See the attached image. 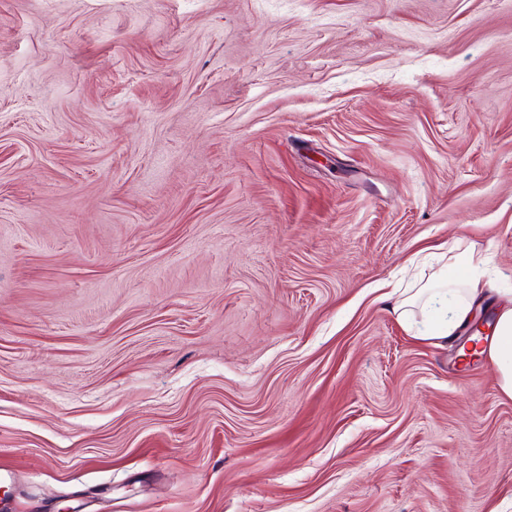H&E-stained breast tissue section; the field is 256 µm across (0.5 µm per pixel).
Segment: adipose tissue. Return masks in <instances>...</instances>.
I'll use <instances>...</instances> for the list:
<instances>
[{"instance_id":"adipose-tissue-1","label":"adipose tissue","mask_w":512,"mask_h":512,"mask_svg":"<svg viewBox=\"0 0 512 512\" xmlns=\"http://www.w3.org/2000/svg\"><path fill=\"white\" fill-rule=\"evenodd\" d=\"M409 278L395 311L402 318L422 315L418 338L438 346L460 335L472 319L476 300L484 298L491 287L482 258L458 241L429 274L413 272ZM493 334L487 356L501 393L512 398V307L499 310Z\"/></svg>"}]
</instances>
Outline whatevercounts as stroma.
Masks as SVG:
<instances>
[{
  "instance_id": "35a3bbf8",
  "label": "stroma",
  "mask_w": 512,
  "mask_h": 512,
  "mask_svg": "<svg viewBox=\"0 0 512 512\" xmlns=\"http://www.w3.org/2000/svg\"><path fill=\"white\" fill-rule=\"evenodd\" d=\"M512 291V0H0V512H512V398L390 285ZM413 270L407 269L410 282L401 290L394 311L401 318L419 312L424 323L417 337L445 345L467 327L476 300L483 299L491 289L483 259L457 240L429 274Z\"/></svg>"
}]
</instances>
